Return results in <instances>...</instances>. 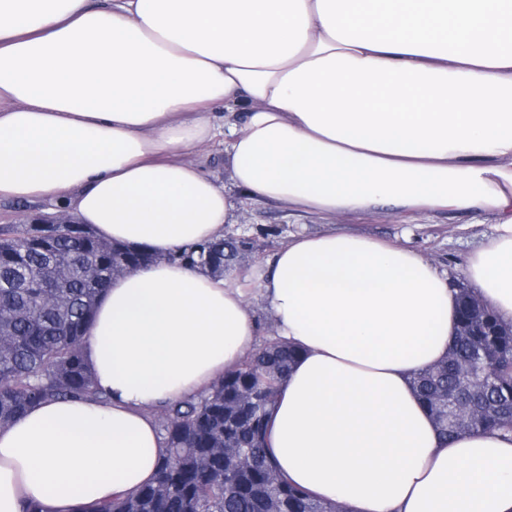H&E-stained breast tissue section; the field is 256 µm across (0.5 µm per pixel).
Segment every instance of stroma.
Returning <instances> with one entry per match:
<instances>
[{
  "mask_svg": "<svg viewBox=\"0 0 512 512\" xmlns=\"http://www.w3.org/2000/svg\"><path fill=\"white\" fill-rule=\"evenodd\" d=\"M234 209L231 232L253 238L259 245V256L237 279L249 291V301L259 335L257 345L273 339L269 328L270 313L256 287L267 271L276 251L293 235L317 234L333 229L355 231L411 246L426 255L454 282L463 278L467 257L489 238L492 225L481 223L478 214L469 211L401 215L393 207L371 216L330 217L297 211L288 204L264 199L242 189L231 187Z\"/></svg>",
  "mask_w": 512,
  "mask_h": 512,
  "instance_id": "obj_1",
  "label": "stroma"
}]
</instances>
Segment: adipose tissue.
Instances as JSON below:
<instances>
[{
  "mask_svg": "<svg viewBox=\"0 0 512 512\" xmlns=\"http://www.w3.org/2000/svg\"><path fill=\"white\" fill-rule=\"evenodd\" d=\"M235 187L314 214L471 210L494 226L464 285L512 324V0H0V200L55 202L159 254L98 298L83 356L112 401L44 400L0 428V512H80L151 483L165 403L255 347L246 291L169 252ZM300 352L268 452L346 512H512V434L444 438L411 385L456 333L417 249L298 234L259 282Z\"/></svg>",
  "mask_w": 512,
  "mask_h": 512,
  "instance_id": "obj_1",
  "label": "adipose tissue"
}]
</instances>
